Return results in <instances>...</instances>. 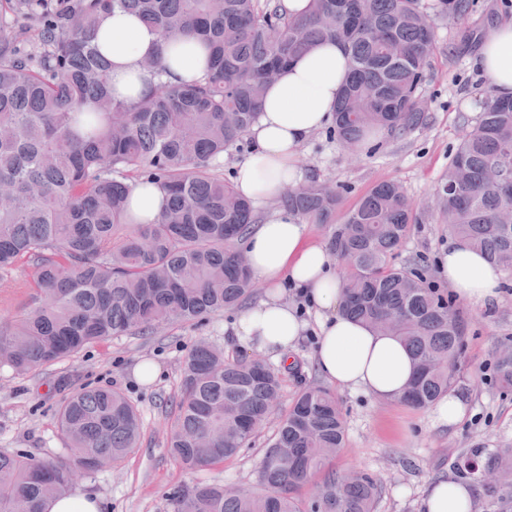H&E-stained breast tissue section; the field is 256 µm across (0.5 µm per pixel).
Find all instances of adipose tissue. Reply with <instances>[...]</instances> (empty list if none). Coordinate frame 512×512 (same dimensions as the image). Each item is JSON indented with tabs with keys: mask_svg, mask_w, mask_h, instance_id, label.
I'll return each mask as SVG.
<instances>
[{
	"mask_svg": "<svg viewBox=\"0 0 512 512\" xmlns=\"http://www.w3.org/2000/svg\"><path fill=\"white\" fill-rule=\"evenodd\" d=\"M99 41L112 61V92L119 97L136 98L159 79L175 85L198 80L207 70V50L197 38L170 47L138 16L120 10L103 17ZM149 55L161 58L162 77L140 69L141 59ZM477 66L499 95H512V21L488 32ZM347 74L344 49L327 41L290 63L267 88L259 117L247 133L252 149L234 175L236 190L268 210L242 244L267 293L239 314L230 334L243 348L276 362L286 360L308 329L301 310L290 301L291 296L302 297L316 315L319 373L340 388L392 400L412 379L411 353L396 336L339 312L343 278L337 262L324 245L310 241L306 225L276 205L286 187L300 182L298 151L331 123ZM438 272L457 297L476 301L493 297L503 277L483 253L461 240L449 245ZM472 509L468 486L448 478L433 480L419 501V512Z\"/></svg>",
	"mask_w": 512,
	"mask_h": 512,
	"instance_id": "obj_1",
	"label": "adipose tissue"
}]
</instances>
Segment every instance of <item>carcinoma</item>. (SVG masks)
<instances>
[{
	"label": "carcinoma",
	"instance_id": "obj_1",
	"mask_svg": "<svg viewBox=\"0 0 512 512\" xmlns=\"http://www.w3.org/2000/svg\"><path fill=\"white\" fill-rule=\"evenodd\" d=\"M469 0H310L303 16L282 0H0V280L33 270L30 309L0 328V367L18 375L89 346L164 323H194L254 293L240 242L257 223L252 203L221 172L224 152L243 149L268 76L314 46L337 41L349 75L331 133L357 146L378 129L401 138L426 121L418 90L436 46L432 16L459 19ZM121 9L166 42L197 36L207 73L193 83L159 82L135 100L112 96L110 63L98 49L103 15ZM36 25L34 40L22 37ZM151 180L168 199L153 224L129 222L133 183ZM449 232L512 273V97L487 98L478 126L459 144L437 187ZM341 194L310 178L283 192L296 219L330 224L329 252L346 266L340 312L398 337L415 363L398 401L424 409L451 391L464 351L463 321L428 281L420 261L393 263L416 217L403 188L385 181L334 223ZM512 388V351L496 359ZM279 371L225 356L198 339L169 416L168 450L201 470L249 446L279 402ZM68 457L0 451V512H43L46 490L72 488L73 470L104 458L121 466L142 423L136 405L110 387H84L57 410ZM342 414L328 389L296 394L267 445L258 486L231 494L204 483L171 489V512H373L377 479L338 472ZM484 470L512 474V454L471 451L460 476L487 500L512 483H486Z\"/></svg>",
	"mask_w": 512,
	"mask_h": 512
}]
</instances>
